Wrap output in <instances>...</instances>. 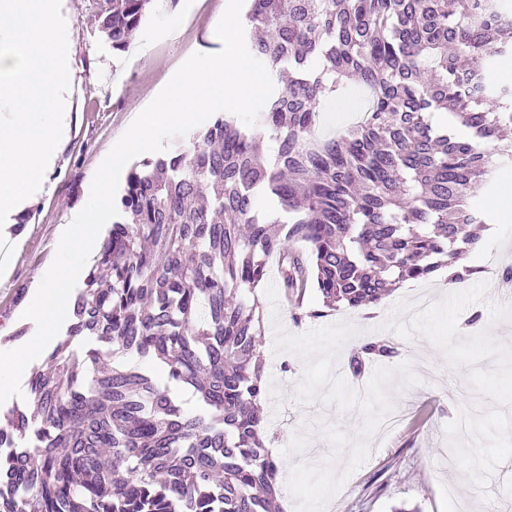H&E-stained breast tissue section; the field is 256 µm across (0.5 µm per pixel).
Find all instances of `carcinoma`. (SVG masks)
Listing matches in <instances>:
<instances>
[{
  "instance_id": "cac0c4a2",
  "label": "carcinoma",
  "mask_w": 512,
  "mask_h": 512,
  "mask_svg": "<svg viewBox=\"0 0 512 512\" xmlns=\"http://www.w3.org/2000/svg\"><path fill=\"white\" fill-rule=\"evenodd\" d=\"M150 0H88L98 32L125 48ZM251 54L277 82L257 122L216 113L134 165L119 215L74 298L65 335L33 369L29 405L0 413V512H271L279 468L260 403L262 313L246 293L275 256L285 294L322 306L376 304L442 267L465 281L485 218L472 199L512 160V0H250ZM462 73L484 78L473 95ZM366 91L345 134L314 136V103ZM446 112L448 124L432 122ZM272 143L261 161L259 143ZM263 194L274 211L256 212ZM309 247L303 253L296 244ZM94 338L83 380L71 346ZM386 363L372 341L353 354ZM199 394L183 410L131 359Z\"/></svg>"
}]
</instances>
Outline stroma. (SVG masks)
<instances>
[{"mask_svg":"<svg viewBox=\"0 0 512 512\" xmlns=\"http://www.w3.org/2000/svg\"><path fill=\"white\" fill-rule=\"evenodd\" d=\"M227 0H153L134 36L145 52L132 62L97 33L87 0L70 13L69 115L41 196L16 218L12 271L0 278V334H34L21 319L31 287L53 261L60 225L85 206L93 176L113 144L195 52L221 48L215 28ZM365 105L359 88L316 102L317 136H336ZM486 222L464 283L447 270L401 283L383 302L340 307L293 320L276 271L254 298L263 311L261 351L267 441L281 466L284 512H504L512 506V202L499 190L480 194ZM368 339L397 355L346 369Z\"/></svg>","mask_w":512,"mask_h":512,"instance_id":"1","label":"stroma"}]
</instances>
